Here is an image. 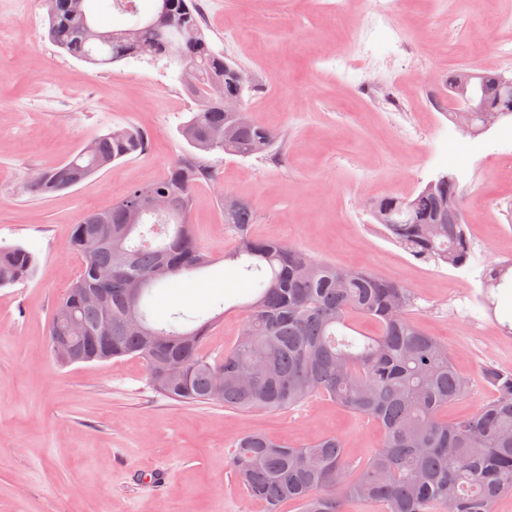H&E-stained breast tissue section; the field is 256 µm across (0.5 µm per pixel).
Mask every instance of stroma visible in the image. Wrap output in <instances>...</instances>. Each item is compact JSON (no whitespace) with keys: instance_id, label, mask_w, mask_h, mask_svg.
Segmentation results:
<instances>
[{"instance_id":"obj_1","label":"stroma","mask_w":512,"mask_h":512,"mask_svg":"<svg viewBox=\"0 0 512 512\" xmlns=\"http://www.w3.org/2000/svg\"><path fill=\"white\" fill-rule=\"evenodd\" d=\"M376 0H198L215 51L252 73L244 100L281 139L270 156L209 158L218 189L201 187L191 221L214 265L179 279L161 312L209 306L242 293L224 258L234 238L215 201L224 191L251 201L253 234L296 245L343 268L364 269L412 293L410 316L448 343L472 384L443 418L474 413L492 390L484 371H512V304L479 302L484 270L512 251V179L499 173L512 153V120L479 137L458 130L437 105L449 72L474 67L512 75L498 47L512 41V0H400L378 31L367 68L311 78L324 48L356 34ZM399 75L385 112L365 88L367 70ZM194 102L164 62L128 59L94 66L62 53L47 35L45 0H0V245L37 259L30 280L0 288V512H265L237 486L231 454L240 436L261 431L294 446L336 435L348 456L377 448V422L316 395L270 413L221 404H184L151 386L143 363L124 357L59 365L48 351L50 319L81 267L73 224L162 177L187 144L179 134ZM133 125L147 151L48 197L27 189L109 129ZM444 172L459 183L469 264L413 258L375 224L370 199L408 197ZM498 200L488 210L480 200Z\"/></svg>"}]
</instances>
